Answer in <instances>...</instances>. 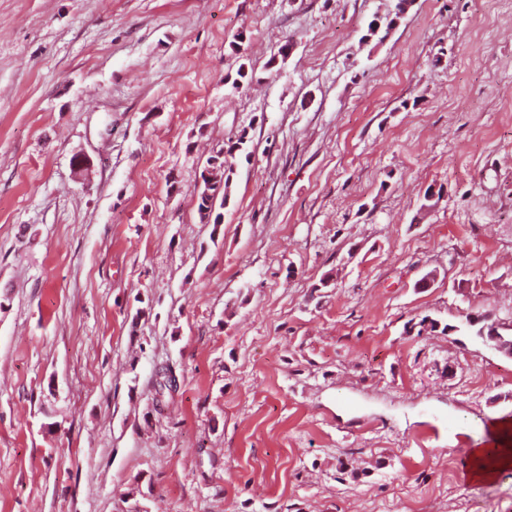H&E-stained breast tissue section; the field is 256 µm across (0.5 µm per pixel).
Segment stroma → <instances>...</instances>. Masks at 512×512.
Returning <instances> with one entry per match:
<instances>
[{
	"mask_svg": "<svg viewBox=\"0 0 512 512\" xmlns=\"http://www.w3.org/2000/svg\"><path fill=\"white\" fill-rule=\"evenodd\" d=\"M395 2L0 0V512H512V0ZM224 154V150L218 152L216 155H212L207 159L206 167L201 171L199 177L201 178L202 187L197 193L195 199V207L200 218L206 223H210L215 208L213 209V200L220 194L221 204L223 207L229 198L230 188V173L232 171L231 166L224 165L225 156L220 159L218 164H212L211 161L218 159L219 155ZM221 213H216L213 218L214 226L221 224ZM512 426L509 418L491 423L488 441L469 449L471 481L486 482L512 468ZM502 465V468H496Z\"/></svg>",
	"mask_w": 512,
	"mask_h": 512,
	"instance_id": "obj_1",
	"label": "stroma"
}]
</instances>
